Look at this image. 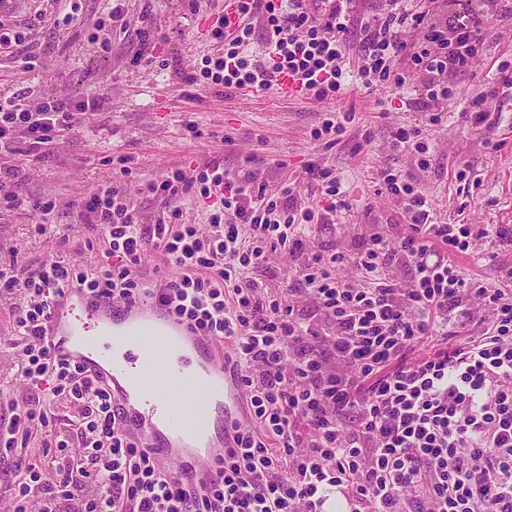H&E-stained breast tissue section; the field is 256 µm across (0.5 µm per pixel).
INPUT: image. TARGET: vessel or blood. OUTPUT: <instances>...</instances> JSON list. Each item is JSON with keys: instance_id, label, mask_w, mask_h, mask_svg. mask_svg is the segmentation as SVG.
Listing matches in <instances>:
<instances>
[{"instance_id": "b4317fda", "label": "vessel or blood", "mask_w": 512, "mask_h": 512, "mask_svg": "<svg viewBox=\"0 0 512 512\" xmlns=\"http://www.w3.org/2000/svg\"><path fill=\"white\" fill-rule=\"evenodd\" d=\"M47 333L56 356L109 384L125 431L161 467H175L196 488L210 485L235 428L249 421L222 344L156 300L117 302L78 288L52 299Z\"/></svg>"}]
</instances>
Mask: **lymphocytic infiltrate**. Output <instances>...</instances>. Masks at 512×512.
I'll list each match as a JSON object with an SVG mask.
<instances>
[{
  "mask_svg": "<svg viewBox=\"0 0 512 512\" xmlns=\"http://www.w3.org/2000/svg\"><path fill=\"white\" fill-rule=\"evenodd\" d=\"M417 12L410 0H378L377 15L355 18L351 0H235L236 21L212 31L222 54L207 58L190 83L227 89H278L339 99L350 84L404 89L422 82L428 120L451 100L453 76L482 55L488 11ZM261 29L264 54L250 53ZM422 32L407 42L408 30ZM361 61L346 67L350 51ZM102 96L31 106L26 94L0 95V144L23 135L24 155L49 152L74 127V115L101 107ZM319 207L298 206L293 186L271 195L249 177L214 163L175 168L136 189L100 187L81 208L99 227L105 262L0 261V291L18 295L12 346L34 395L10 405L0 446L39 435L55 478L15 462L11 512H323L339 497L345 512H512V274L488 284L465 274L460 256L488 235L475 224H437L411 176L379 170V193L402 199L406 230L374 233L353 249L311 250L305 230L315 211L348 208L336 173L309 162ZM18 167L0 169V203L52 223L51 197L28 201L12 189ZM191 196L206 225L179 211L142 221L138 196ZM300 256L288 279L276 254ZM161 253L172 275L151 281L145 255ZM350 267L356 280L340 277ZM407 268L408 282L393 271ZM82 288L115 300L153 296L176 318L224 342L245 392L249 427L197 490L161 469L149 448L121 427L107 386L78 365L56 359L46 340L50 299ZM309 308H300L296 296ZM426 354L411 358L416 345ZM81 407L80 449L61 439L51 406Z\"/></svg>",
  "mask_w": 512,
  "mask_h": 512,
  "instance_id": "lymphocytic-infiltrate-1",
  "label": "lymphocytic infiltrate"
}]
</instances>
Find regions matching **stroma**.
<instances>
[{"instance_id":"stroma-1","label":"stroma","mask_w":512,"mask_h":512,"mask_svg":"<svg viewBox=\"0 0 512 512\" xmlns=\"http://www.w3.org/2000/svg\"><path fill=\"white\" fill-rule=\"evenodd\" d=\"M225 0H125L126 31L114 35L112 48L92 44L105 0H80L77 20L62 29L38 30L41 60L33 72L19 74L10 56L0 54V93L30 92L31 103L71 101L81 94L104 96L102 107L78 116L73 131L52 153L35 158L0 150V164L22 171L15 190L29 199L52 194L58 200L53 225L33 223L29 212H0V257L75 259L94 267L103 260L98 227L77 221V204L112 181L115 158L130 157L138 180H160L171 170L212 162L252 177L266 193L295 187L298 205L315 207L318 191L303 167L315 161L334 168L349 186L350 207L332 223L312 224L307 232L315 249L345 250L362 237L383 231L397 237L404 222L401 201L376 192L380 169L409 175L425 191L434 222L485 224L491 233L473 244L459 264L466 274L494 282L512 271V82L499 70L512 61V14L500 10L490 20L483 55L453 81L454 96L440 104V124L426 122L418 102L419 78L410 88L392 92L350 87L341 99L319 101L277 90H241L191 85L206 57L222 53L212 39L214 20ZM154 36L142 40V25ZM492 120L470 128L461 118L476 96ZM352 112L340 144L324 149L312 131L331 112ZM196 123L190 132L188 123ZM420 126L431 144L428 169L410 152L392 147L401 126ZM263 156L260 164L251 155ZM469 171L470 185L460 188L454 169ZM13 301L0 297V412L29 398L28 385L16 375L21 349L11 347Z\"/></svg>"}]
</instances>
